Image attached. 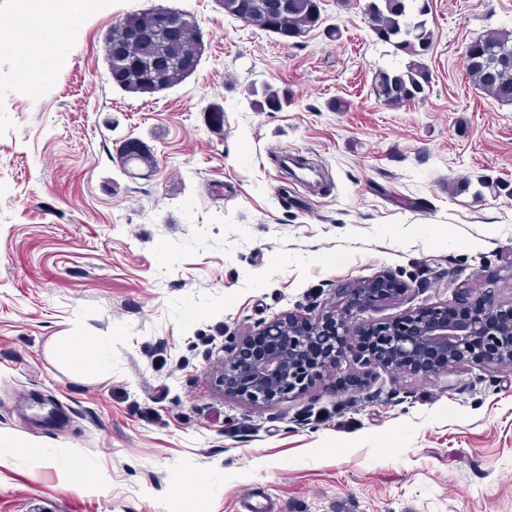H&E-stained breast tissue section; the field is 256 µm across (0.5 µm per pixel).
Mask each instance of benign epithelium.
Instances as JSON below:
<instances>
[{"label": "benign epithelium", "instance_id": "obj_1", "mask_svg": "<svg viewBox=\"0 0 512 512\" xmlns=\"http://www.w3.org/2000/svg\"><path fill=\"white\" fill-rule=\"evenodd\" d=\"M288 0H251L241 20L286 14ZM158 35L181 36L178 16L156 14L153 29L130 35L140 45ZM498 280L484 281L475 293L418 307L384 322L352 318L392 301L407 289L389 274L336 289V305L310 319L284 313L244 337L224 357L218 386L248 405L272 407L303 395L344 363L382 367L435 377L462 363L512 367V302L499 299Z\"/></svg>", "mask_w": 512, "mask_h": 512}]
</instances>
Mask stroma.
Wrapping results in <instances>:
<instances>
[{"mask_svg":"<svg viewBox=\"0 0 512 512\" xmlns=\"http://www.w3.org/2000/svg\"><path fill=\"white\" fill-rule=\"evenodd\" d=\"M366 2L321 0L319 25L285 39L217 0H87L37 88L0 41V434L38 448L0 452V512H241L248 492L281 512H512L510 367L362 381L355 365L352 384L274 407L215 383L243 336L317 316L342 284L405 287L372 320L492 274L512 299V105L465 62L512 30V0H425L429 84L396 106L372 77L407 58ZM158 6L194 17L201 62L171 89L124 91L107 37ZM268 87L288 106L256 110ZM129 137L150 176L123 171ZM77 333L105 342L93 374L52 355Z\"/></svg>","mask_w":512,"mask_h":512,"instance_id":"35a3bbf8","label":"stroma"}]
</instances>
